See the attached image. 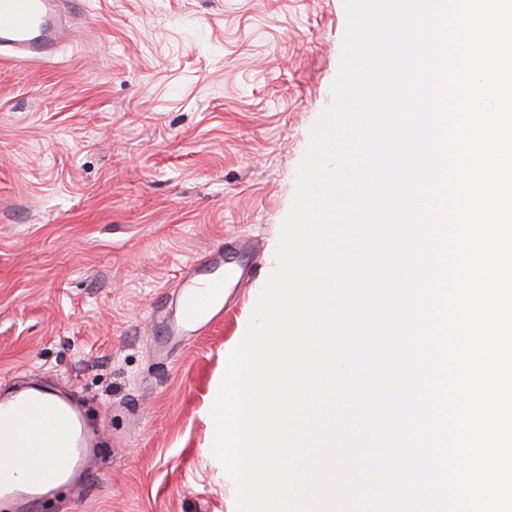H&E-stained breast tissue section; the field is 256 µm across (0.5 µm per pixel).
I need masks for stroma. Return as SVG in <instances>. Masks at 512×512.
<instances>
[{"instance_id":"35a3bbf8","label":"stroma","mask_w":512,"mask_h":512,"mask_svg":"<svg viewBox=\"0 0 512 512\" xmlns=\"http://www.w3.org/2000/svg\"><path fill=\"white\" fill-rule=\"evenodd\" d=\"M48 65L0 61V399L79 405L108 453L39 512H228L201 448L310 131L343 0H72ZM251 240L240 287L172 336L194 260Z\"/></svg>"}]
</instances>
